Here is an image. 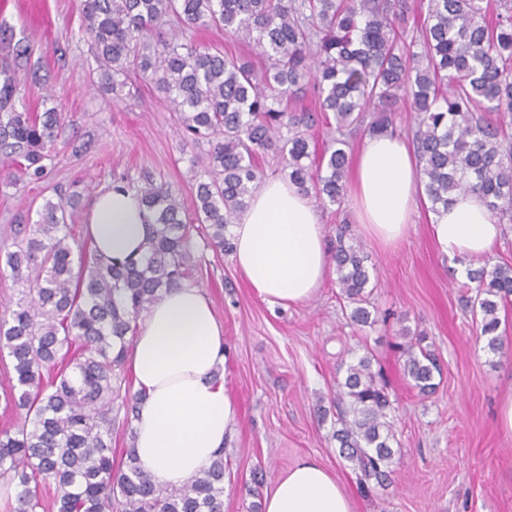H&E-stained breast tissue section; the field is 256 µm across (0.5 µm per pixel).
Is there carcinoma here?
I'll return each instance as SVG.
<instances>
[{"label": "carcinoma", "instance_id": "1", "mask_svg": "<svg viewBox=\"0 0 512 512\" xmlns=\"http://www.w3.org/2000/svg\"><path fill=\"white\" fill-rule=\"evenodd\" d=\"M171 21L177 29L163 31ZM210 26L254 44L263 65L189 36ZM0 34L8 55L0 63V165L17 179H40L61 114L18 109V72L35 85L40 78L27 70L30 45ZM81 34L104 91L115 95L130 73L141 75L183 133L209 145L192 159L194 216L217 253L232 250L227 227L263 183L260 157H280L300 191L339 205L350 171L345 136L361 127L393 132L391 114L407 103L431 211L473 192L512 224V133L490 118L512 117V0H419L416 8L411 0H85ZM309 94L315 111L336 121V133L313 151L306 129L316 115L286 111ZM135 190L154 216L142 261L117 267L75 246L68 219L78 194L46 200L35 223L18 225L12 243L0 246V275L19 284L14 306L0 313V357L13 372L5 404L20 417L0 430V482L15 489L0 512H224L222 450L202 475L171 489L153 484L134 448L121 468L112 458L116 423L131 426L140 399L120 378L138 320L192 267L182 203L150 176ZM333 260L349 320L375 326L362 250L341 236ZM467 280L486 347L503 355L499 305L512 298V266L470 268ZM423 342L411 337L398 349L405 374L427 396L439 366ZM339 368L332 437L361 485H381L393 463L395 394L370 353ZM47 480L51 494L43 492Z\"/></svg>", "mask_w": 512, "mask_h": 512}]
</instances>
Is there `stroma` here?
Segmentation results:
<instances>
[{
  "label": "stroma",
  "mask_w": 512,
  "mask_h": 512,
  "mask_svg": "<svg viewBox=\"0 0 512 512\" xmlns=\"http://www.w3.org/2000/svg\"><path fill=\"white\" fill-rule=\"evenodd\" d=\"M83 0H0V20L27 37L47 78L50 100L24 93L28 108L58 107L62 130L44 179L6 183L0 175V243L13 239L20 215L45 200L79 192L72 218L78 243L88 244L86 215L112 183L152 172L192 209L200 146L185 143L154 86L131 76L119 96L99 91L97 65L79 34ZM328 245L340 226L367 256L379 323L353 325L335 272L315 295L287 307L263 302L235 268L232 253L193 238L192 285L211 300L224 327L228 363L222 375L237 407L224 446V512H251L249 487L270 491L297 462L327 468L353 512H512V433L498 418L512 391V357L488 351L472 318L463 284L464 259L445 256L422 201L402 240L383 246L359 224L351 200L318 209ZM423 334L442 373L434 394H418L394 344L402 332ZM372 352L396 397L398 446L389 486L361 488L332 438L336 369Z\"/></svg>",
  "instance_id": "35a3bbf8"
}]
</instances>
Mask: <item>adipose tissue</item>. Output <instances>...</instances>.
<instances>
[{
	"label": "adipose tissue",
	"mask_w": 512,
	"mask_h": 512,
	"mask_svg": "<svg viewBox=\"0 0 512 512\" xmlns=\"http://www.w3.org/2000/svg\"><path fill=\"white\" fill-rule=\"evenodd\" d=\"M347 193L358 221L383 245L402 238L416 209L420 169L396 135L367 137L352 161ZM151 216L135 190L115 184L93 199L88 232L112 264L143 256ZM432 233L444 254L477 262L502 236L483 199L462 194L437 215ZM241 277L272 305L311 298L331 266L323 227L312 200L291 182L267 179L231 226ZM142 394L134 421L140 465L156 485H182L213 460L236 422V405L214 371L226 363L224 328L203 291L189 283L162 294L139 320L127 354ZM263 512H352L338 480L305 459L279 478Z\"/></svg>",
	"instance_id": "adipose-tissue-1"
}]
</instances>
